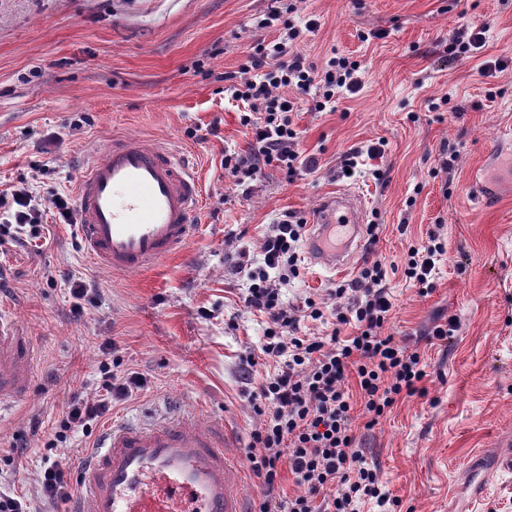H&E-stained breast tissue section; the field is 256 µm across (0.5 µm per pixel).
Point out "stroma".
Returning <instances> with one entry per match:
<instances>
[{
	"label": "stroma",
	"instance_id": "35a3bbf8",
	"mask_svg": "<svg viewBox=\"0 0 512 512\" xmlns=\"http://www.w3.org/2000/svg\"><path fill=\"white\" fill-rule=\"evenodd\" d=\"M291 4L318 22L297 51L317 64L333 51L352 57L363 86L335 111H300L302 148L319 157L318 172L290 183L264 170L245 199L221 166L225 150L245 152L249 140L219 76L238 70L264 37L258 23L268 7ZM467 25L486 26L484 47L446 58ZM214 124L219 136L195 138ZM507 124L512 0H0V191L23 184L44 204L74 193L87 160L129 136L182 155L204 194L186 248L135 275L94 263L73 224H54L38 251L0 234V299L39 353L23 403L0 419V443L28 433L32 416L57 418L116 356L147 385L113 418L197 410L224 418L248 445L258 419L242 395V365L266 324L240 301L247 280L233 272L238 253L258 258L270 224L287 213L312 217L324 196L348 190L365 197L378 242L347 269L307 266L284 294L297 306L326 296L365 261L400 263L409 244L440 227L447 259L429 295L389 274L388 331L411 345L451 315L459 330L448 346L423 349L428 398L398 401L370 430L354 419L353 430L401 512H448L476 455L512 438V196L479 203L470 179ZM381 139L384 158L364 156ZM446 144L460 155L445 175ZM353 151L354 177L337 178ZM67 275L98 286L79 317Z\"/></svg>",
	"mask_w": 512,
	"mask_h": 512
}]
</instances>
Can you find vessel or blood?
I'll list each match as a JSON object with an SVG mask.
<instances>
[{
  "instance_id": "vessel-or-blood-1",
  "label": "vessel or blood",
  "mask_w": 512,
  "mask_h": 512,
  "mask_svg": "<svg viewBox=\"0 0 512 512\" xmlns=\"http://www.w3.org/2000/svg\"><path fill=\"white\" fill-rule=\"evenodd\" d=\"M512 130L489 150L478 181L489 200L512 186ZM202 202L199 178L153 140L116 138L80 173L76 206L84 250L113 272L131 275L182 251ZM361 197L339 191L319 204L305 239L314 264H347L364 243ZM37 368L35 341L0 309V416L21 402ZM240 442L224 421L180 413L156 422L109 425L78 462L80 488L68 512H246Z\"/></svg>"
}]
</instances>
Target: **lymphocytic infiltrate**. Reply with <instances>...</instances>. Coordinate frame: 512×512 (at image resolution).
<instances>
[{
  "label": "lymphocytic infiltrate",
  "instance_id": "obj_1",
  "mask_svg": "<svg viewBox=\"0 0 512 512\" xmlns=\"http://www.w3.org/2000/svg\"><path fill=\"white\" fill-rule=\"evenodd\" d=\"M276 23L279 35L253 43L238 71L224 77L226 92L242 107L240 123L251 150L245 155L225 153L222 165L235 191L245 198L250 195L249 181L265 168L283 172L291 182L319 167L318 158L300 148L297 105L288 91L302 96L312 111L332 112L337 99L352 97L362 88L361 65L351 57L334 52L319 66L297 52V44L316 31L315 19L286 18L273 9L259 26ZM0 209L11 218L17 239L35 243L44 210L28 187L1 191ZM306 224L305 218L286 214L270 225L260 261H240L234 267L248 280L244 308L267 322L264 339L249 353L244 369L245 380L255 384L244 396L260 419L247 455L260 485L257 512H363L370 502L378 512H393L398 498L383 484L379 468L369 465L354 446L352 413L361 411L370 429L397 401L427 397L422 385L427 364L419 348L397 342L386 331L393 303L380 262L363 265L348 283L331 289V304L308 298L302 307L290 305L283 288L305 275L299 244ZM446 254L441 234L429 231L426 242L409 246L401 273L421 295H428ZM305 318L330 321V332L303 334ZM100 373L94 391L66 402L51 432H43L35 420L31 439L12 442V449L21 454L31 448L33 437L47 436L36 496L0 490V512H37L34 500L70 498V458L64 444L74 433L89 432L93 423L145 384L142 373L123 367L117 358L101 364ZM351 378L360 388L358 406L347 386ZM283 463L301 489L289 498L281 491Z\"/></svg>",
  "mask_w": 512,
  "mask_h": 512
}]
</instances>
